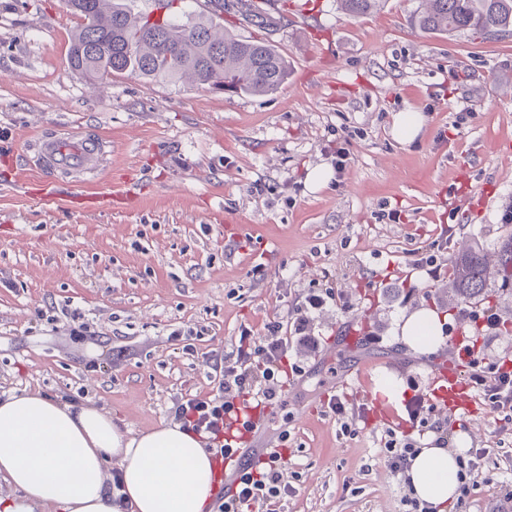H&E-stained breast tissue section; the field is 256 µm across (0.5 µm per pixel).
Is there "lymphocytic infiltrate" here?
<instances>
[{
  "instance_id": "1",
  "label": "lymphocytic infiltrate",
  "mask_w": 512,
  "mask_h": 512,
  "mask_svg": "<svg viewBox=\"0 0 512 512\" xmlns=\"http://www.w3.org/2000/svg\"><path fill=\"white\" fill-rule=\"evenodd\" d=\"M288 344V339L282 337L261 343L249 333H242L235 350L224 359L220 396L183 397L175 408L176 420L197 434L220 441L221 456H235L251 417L247 406L230 400L228 394L234 391L249 395L260 404L277 399L279 389L272 380L286 357ZM467 382L492 411L512 412V363L499 361L485 365L478 356H471ZM280 458V453H271L266 468L258 472L243 467L235 494L224 500L223 512H252L254 506L266 505L280 497L281 475L277 468Z\"/></svg>"
}]
</instances>
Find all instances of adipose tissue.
<instances>
[{
	"label": "adipose tissue",
	"mask_w": 512,
	"mask_h": 512,
	"mask_svg": "<svg viewBox=\"0 0 512 512\" xmlns=\"http://www.w3.org/2000/svg\"><path fill=\"white\" fill-rule=\"evenodd\" d=\"M445 319L435 310L404 313L397 334L434 350ZM458 453L420 449L407 471L414 495L438 508L458 495ZM118 463L119 491L108 486ZM216 466L201 436L181 424L133 435L109 414L41 394H0V481L10 493L0 512H207Z\"/></svg>",
	"instance_id": "1"
}]
</instances>
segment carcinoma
<instances>
[{"label":"carcinoma","mask_w":512,"mask_h":512,"mask_svg":"<svg viewBox=\"0 0 512 512\" xmlns=\"http://www.w3.org/2000/svg\"><path fill=\"white\" fill-rule=\"evenodd\" d=\"M386 0H337L350 17L378 10ZM184 0H160L162 23L148 26L149 13L135 10V0H67L77 25L67 50L68 68L92 80L129 74L150 81H173L189 75L199 86H211L224 73L235 93L264 96L288 78V61L266 40L243 39L223 31L201 15L187 14ZM242 19L267 28L273 18L246 10ZM424 34L479 31L487 36L512 35V0H421L412 15ZM178 59L170 64L164 51ZM496 263L484 248L474 247L448 258V290L459 304H477L498 291L512 290V225H504Z\"/></svg>","instance_id":"obj_1"}]
</instances>
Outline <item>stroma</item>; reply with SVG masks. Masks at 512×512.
Instances as JSON below:
<instances>
[{"instance_id": "1", "label": "stroma", "mask_w": 512, "mask_h": 512, "mask_svg": "<svg viewBox=\"0 0 512 512\" xmlns=\"http://www.w3.org/2000/svg\"><path fill=\"white\" fill-rule=\"evenodd\" d=\"M321 2L313 20L274 0L271 32L216 16L288 60L278 92L251 96L89 80L67 66L65 0H0V393L39 392L146 431L172 422L181 396L211 395L213 365L242 330L268 342L269 324L304 318L321 345L289 344L302 371L251 435V447L285 450L276 512H402L407 486L381 440L392 429L432 446L426 422L448 447L486 451L448 512H497L512 492V424L481 403L433 408L424 376L450 345L421 352L395 326L433 307L488 360L512 359V294L489 303L499 327H481L449 304L447 275L413 264L434 242L443 259L493 250L512 213V36L419 34V0L356 19ZM403 111L424 116L406 146L392 134ZM47 133L99 135L106 167L46 183L26 148ZM342 136L345 168L310 190ZM313 292L327 304L310 307ZM352 331L358 344H344Z\"/></svg>"}]
</instances>
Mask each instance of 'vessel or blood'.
<instances>
[{"instance_id": "1", "label": "vessel or blood", "mask_w": 512, "mask_h": 512, "mask_svg": "<svg viewBox=\"0 0 512 512\" xmlns=\"http://www.w3.org/2000/svg\"><path fill=\"white\" fill-rule=\"evenodd\" d=\"M35 151L40 169L52 176L60 173L73 177L95 174L104 167L107 156L103 140L84 136L60 138L44 135L36 141ZM427 388L430 395L449 410L467 411L474 404L472 395L450 361L435 363L428 374Z\"/></svg>"}]
</instances>
